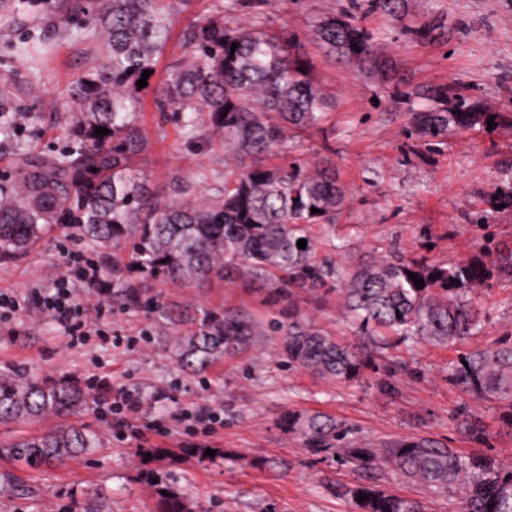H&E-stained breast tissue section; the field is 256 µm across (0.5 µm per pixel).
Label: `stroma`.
<instances>
[{"mask_svg": "<svg viewBox=\"0 0 512 512\" xmlns=\"http://www.w3.org/2000/svg\"><path fill=\"white\" fill-rule=\"evenodd\" d=\"M217 2H169L170 39L149 89L141 93L138 113L148 149L137 165L152 185L201 173L207 189L224 186L222 153L203 139L188 142L171 117L156 111L152 92L165 68L184 55L185 27L213 14ZM348 5L349 0H241L224 21L234 26L261 20L272 29L304 35ZM425 22L434 24L433 37L417 40L410 30ZM366 24L381 67L332 64L316 45L306 47L311 77L329 108L322 124L301 137L300 155L329 159L347 190L334 222L309 229L321 256L348 272L377 251L444 264L512 250V206L494 209L487 203L490 193L512 181V124L452 131L431 142L410 119L414 102L394 97L399 88L455 81L495 111L512 114V0H405L399 17L375 13ZM87 49L76 34L56 43L43 71L47 98L62 99L68 85L87 73ZM65 128L61 112L25 118L21 133L0 147V183L16 179L15 151L58 152L68 142ZM73 250L99 268L96 286L77 287L76 300L109 301L113 252L94 248L77 226L54 229L23 253L0 258V290L22 297L28 306L11 326L0 327V372L80 381L99 375L106 387H123L143 399L133 421L138 434L120 437L111 422L89 408L76 422L100 436L90 454L41 470L1 454L0 474L15 476L28 491L0 497V512H156L155 492L143 476L147 468L173 484L191 512H357L342 489L358 480V473L311 452L284 425L291 412L333 416L381 448L428 437L512 468L506 408L474 399L448 381V367L459 352L512 336L510 275L494 273L477 292L483 314L478 333L444 347L424 343L371 352L362 379L344 384L289 367L265 337L247 356L220 360L202 373L185 371L174 353L180 326L140 309H113L103 323L106 340L69 347L63 328L39 314L37 300L39 289L65 271ZM131 283L180 305L191 319L227 303L261 322L270 315L263 280L184 288L136 273ZM295 301L306 319L362 347L336 294L300 290ZM204 406L224 411L223 430L209 439L224 456L202 462L173 428L178 413ZM143 448L163 454L146 463L139 456ZM379 478L381 488L422 502L426 512L461 510L457 489L434 494L384 466Z\"/></svg>", "mask_w": 512, "mask_h": 512, "instance_id": "1", "label": "stroma"}]
</instances>
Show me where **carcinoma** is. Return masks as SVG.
Instances as JSON below:
<instances>
[{"label":"carcinoma","instance_id":"1","mask_svg":"<svg viewBox=\"0 0 512 512\" xmlns=\"http://www.w3.org/2000/svg\"><path fill=\"white\" fill-rule=\"evenodd\" d=\"M350 3V9L315 26L314 40L334 62L376 67L374 35L362 19L377 11L393 17L403 0ZM237 6L238 0H222L217 14L187 27V56L168 67L154 90L157 110L179 118L184 137L196 139L204 130L209 146L224 151V189L210 193L200 175L155 188L132 167L133 158L148 146L137 120L136 82L155 69L168 42L167 0H0V25L21 17L39 20L37 34L12 45V68L0 73V134L7 138L21 126V100L32 102L29 113L35 116L44 111L39 63L56 38L69 34L70 25L82 24L89 29L86 38L103 41L95 65L68 88L69 148L58 156L14 155L18 180L0 191V256L27 249L52 227L80 224L90 243L128 252L126 265L112 266L119 278L147 273L186 288L222 281L233 272L272 279L273 302L286 301L288 308L273 312L266 323L228 307L203 312L195 332L175 337L177 362L192 372L246 349L257 336H274L289 366L338 382L358 380L366 358L299 313L293 302L297 288L339 295L356 335L374 339L383 349L447 345L478 332L482 320L472 293L491 277L493 266L512 272V253L489 263L448 265L375 259L349 276L331 261L317 260L308 227L330 223L346 200L335 166L324 159L313 166L300 159L270 165L267 157L283 146L289 130L322 123L326 97L310 77L299 36L275 33L259 22L224 24V14ZM398 95L430 101L411 113L418 132L429 140L485 128L490 117L499 116L447 85ZM99 127L109 133L96 134ZM301 239L307 241L304 249L297 247ZM410 272L424 287L416 288ZM112 299L168 315L160 297L141 288H114ZM448 378L475 399L507 406L512 419L511 340L460 355ZM90 403V394L76 380L0 373V424L73 416ZM288 429L299 433L313 453L336 456L361 475L342 491L359 512H425L422 503L376 484L382 464L438 493L465 483L463 512H512V469L501 468L492 457L461 454L426 437L375 448L353 428L318 413L288 414ZM96 442L95 432L67 425L16 437L0 448L39 470L61 466ZM145 478L152 482L160 512H186L174 487L149 470ZM363 494L366 501H357Z\"/></svg>","mask_w":512,"mask_h":512}]
</instances>
